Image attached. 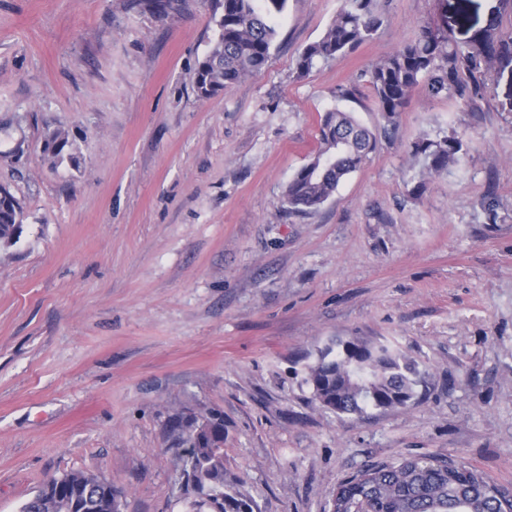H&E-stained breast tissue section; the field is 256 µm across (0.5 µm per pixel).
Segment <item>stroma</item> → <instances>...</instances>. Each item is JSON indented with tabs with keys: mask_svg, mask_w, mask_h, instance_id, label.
<instances>
[{
	"mask_svg": "<svg viewBox=\"0 0 512 512\" xmlns=\"http://www.w3.org/2000/svg\"><path fill=\"white\" fill-rule=\"evenodd\" d=\"M343 3L287 0L267 64L203 100L218 0H0V186L23 211L0 244V512L77 470L121 512H193L167 420L211 408L255 512H329L343 479L408 455L512 488V63L475 94L418 85L389 131L366 78L427 22L512 31V0H384L371 40L299 74ZM335 108L376 148L288 214ZM440 133L463 147L430 175L408 147ZM353 337L415 363L408 406L313 401L308 358Z\"/></svg>",
	"mask_w": 512,
	"mask_h": 512,
	"instance_id": "1",
	"label": "stroma"
}]
</instances>
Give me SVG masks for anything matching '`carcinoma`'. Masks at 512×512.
<instances>
[{
    "label": "carcinoma",
    "mask_w": 512,
    "mask_h": 512,
    "mask_svg": "<svg viewBox=\"0 0 512 512\" xmlns=\"http://www.w3.org/2000/svg\"><path fill=\"white\" fill-rule=\"evenodd\" d=\"M287 0H221L218 37L199 62L195 90L208 99L261 69L274 45L276 15ZM384 23L379 0H344L323 36L300 53L297 69L308 73L370 40ZM512 60V33L489 23L473 39L451 44L427 23L367 71L383 127L396 123L420 82L434 97L466 89L465 78ZM376 136L349 111L324 113L319 148L294 174L282 196L293 215H305L327 202L340 183L360 168L376 147ZM462 141L455 135L422 138L409 146L411 159L429 174H441L458 161ZM22 211L0 188V243L17 237ZM421 376L414 363L384 344L361 339L339 341L320 350L306 366L304 383L313 399L337 413L362 416L367 409L407 406ZM205 429L192 415L176 413L170 428L177 445L190 452L182 460L194 505L208 512H254L253 500L224 483V415L210 410ZM122 490L112 479L71 471L47 481L21 512H120ZM330 512H512V490L490 482L480 471L448 458L405 456L371 464L341 481Z\"/></svg>",
    "instance_id": "1"
}]
</instances>
